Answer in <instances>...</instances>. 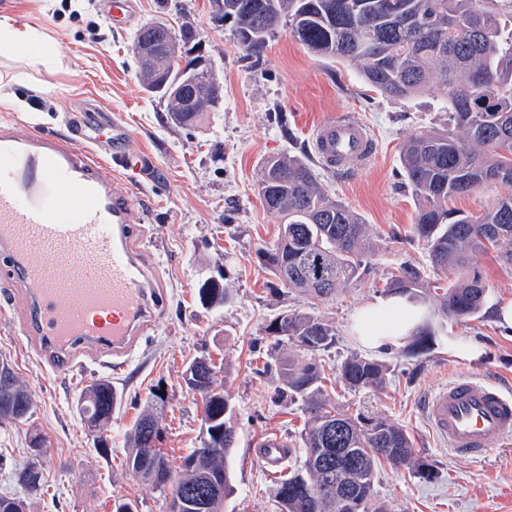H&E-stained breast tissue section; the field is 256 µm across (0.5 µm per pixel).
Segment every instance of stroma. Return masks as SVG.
<instances>
[{"label": "stroma", "mask_w": 512, "mask_h": 512, "mask_svg": "<svg viewBox=\"0 0 512 512\" xmlns=\"http://www.w3.org/2000/svg\"><path fill=\"white\" fill-rule=\"evenodd\" d=\"M136 25L164 20L190 25L191 52L205 56L223 83L220 111L205 113L191 128L175 124L163 100L146 91L130 44L133 28L114 29L92 0L73 13L65 0H0V13L18 12L52 39L58 64L47 70L28 61L22 50L0 48V94L15 96L22 111H0V121H18L59 131L68 113L110 110L130 130V146L143 162V174L122 170L121 186L138 185L146 230L142 248L164 291V316L143 337L124 370L108 371L87 362L78 371L56 372L34 353L7 314L0 294V358L7 359L30 393L26 419L0 424V494H20L12 481L16 468L30 462L28 439L47 440L41 465L42 494L29 497L27 512H112L114 498L132 499L138 512H170V499L137 480L124 465L126 436L157 390H164L167 412L162 446L173 467L197 448L203 405L183 381L188 364L211 356L225 364L216 387L234 406L238 438L228 457L232 494L226 512H280L273 479L254 457L256 445L278 438L292 450L288 469L299 468L306 448L300 403L282 395L277 364L296 358L323 364L327 391L336 406L368 418H384L407 431L430 479L381 465L375 493L386 512H512V439L495 442L485 458L450 454L430 429L426 398L461 375H481L512 392V328L500 324L493 308L512 303V268L496 253L473 263L488 290V310L476 318L443 322L424 354H408L407 343L365 348L352 330L363 306L384 300L388 277L412 265L422 282L443 286L424 242L413 234L417 204L405 182L400 150L411 137L444 122L435 85L409 99H390L368 85L353 67L316 55L281 27L267 38L260 58H247L229 26L217 19L215 0H137ZM348 110L368 126L377 154L358 176L342 178L317 165L312 132L336 112ZM283 154L314 162L331 197L359 215L376 244L360 283L317 303L316 314L336 329L326 351H307L277 342L270 321L304 302L275 282L257 258L272 246L279 220L258 195L267 159ZM210 280L229 289L219 306L201 303L199 290ZM477 345L468 360L459 342ZM358 355L388 366L383 388L348 389L339 378L341 363ZM110 380L119 395L104 433L109 457L95 450V438L77 403L86 386Z\"/></svg>", "instance_id": "35a3bbf8"}]
</instances>
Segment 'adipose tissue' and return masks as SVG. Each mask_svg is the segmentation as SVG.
I'll return each instance as SVG.
<instances>
[{
  "mask_svg": "<svg viewBox=\"0 0 512 512\" xmlns=\"http://www.w3.org/2000/svg\"><path fill=\"white\" fill-rule=\"evenodd\" d=\"M48 36L15 14L0 13V45L22 46L34 63L50 65ZM423 312L407 300L393 297L360 309L354 319L358 341L368 348L396 344L408 337L421 323Z\"/></svg>",
  "mask_w": 512,
  "mask_h": 512,
  "instance_id": "adipose-tissue-1",
  "label": "adipose tissue"
}]
</instances>
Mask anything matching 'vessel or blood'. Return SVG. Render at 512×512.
Segmentation results:
<instances>
[{
  "label": "vessel or blood",
  "mask_w": 512,
  "mask_h": 512,
  "mask_svg": "<svg viewBox=\"0 0 512 512\" xmlns=\"http://www.w3.org/2000/svg\"><path fill=\"white\" fill-rule=\"evenodd\" d=\"M136 0H105L113 27L127 24ZM130 132L101 111L68 117L60 133L0 123V286L25 298L16 318L36 353L72 371L84 354L123 367L157 319V289L139 245L142 210L120 189L117 168L140 171ZM320 163L359 175L374 155L367 126L339 112L314 130ZM432 431L456 455L480 457L512 437V394L482 376L457 378L425 402ZM269 474L288 459L279 440L259 443Z\"/></svg>",
  "instance_id": "obj_1"
}]
</instances>
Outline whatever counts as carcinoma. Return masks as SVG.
<instances>
[{
    "label": "carcinoma",
    "instance_id": "obj_1",
    "mask_svg": "<svg viewBox=\"0 0 512 512\" xmlns=\"http://www.w3.org/2000/svg\"><path fill=\"white\" fill-rule=\"evenodd\" d=\"M224 22L248 57H258L269 37L281 25L308 50L354 67L386 97L404 99L433 83L448 102V125L406 141L400 162L408 187L418 202L415 235L426 242L437 270L456 276L431 315L413 330L411 355L422 352L437 335L436 318L457 320L478 316L485 305L481 273L472 266L477 253L493 249L512 266V0H224ZM137 41L160 46L159 69L174 81L193 65L169 61L167 32L158 25H142ZM146 89L166 102L172 120L193 127L201 112L167 96L149 67L140 68ZM507 172L500 195L476 217L448 207V202L487 184L490 175ZM267 211L280 216L277 242L257 252V258L289 292L303 299L322 301L352 282L361 280L363 257L373 242L361 218L326 193L313 167L293 155L267 159L259 183ZM429 289L410 265L399 268L386 282L385 293L409 300L427 301ZM202 302L219 305L230 299L217 282L200 288ZM274 336H283L299 348L328 350L336 343V329L319 315L285 310L269 324ZM282 390L300 399L307 415L304 444L313 448H347L355 465L349 483L356 501L344 510L339 501L317 493L320 471L305 458L275 484L280 512H386L375 499L376 463L383 459L395 468L414 469L430 476L426 463L416 456L406 430L383 419L358 421L330 404L323 373L314 363L290 357L278 364ZM216 366L211 359H195L185 370L188 391L200 396L203 418L213 433L182 460L175 471L158 448L166 399L155 396L151 413L141 417L128 433V470L140 480L177 499L187 485L224 475V495L214 498L205 512H224L232 492L227 458L237 441L234 407L214 388ZM387 367L352 355L341 365V377L358 388H382ZM116 395L112 382L88 385L79 412L104 454L109 448L102 430L112 420ZM31 399L17 376L0 379V423L16 422L30 413ZM153 428L145 431L144 424ZM340 423L339 435L327 433ZM46 440L38 433L29 439L33 461L16 473L28 496L43 490L40 460Z\"/></svg>",
    "mask_w": 512,
    "mask_h": 512
}]
</instances>
